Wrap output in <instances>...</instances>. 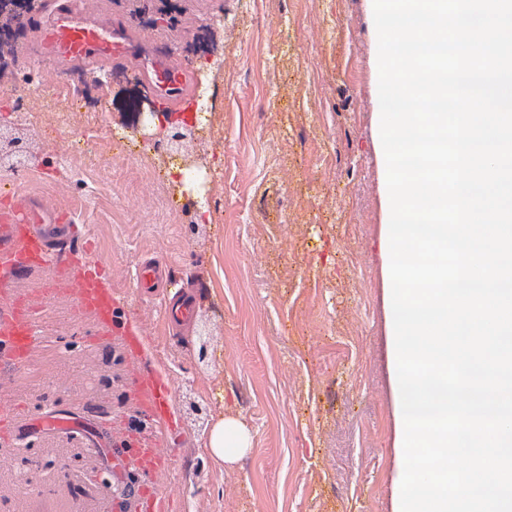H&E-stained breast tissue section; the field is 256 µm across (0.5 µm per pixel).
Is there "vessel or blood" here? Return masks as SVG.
I'll use <instances>...</instances> for the list:
<instances>
[{"mask_svg":"<svg viewBox=\"0 0 512 512\" xmlns=\"http://www.w3.org/2000/svg\"><path fill=\"white\" fill-rule=\"evenodd\" d=\"M37 15L36 36L13 44L11 53L19 59L48 61L45 77L74 71L94 77L105 68L120 70L133 74L163 111L184 112L192 106L197 84L194 65L182 55L154 49L151 34L133 25L111 0H39ZM80 237L78 226L64 222L50 201L11 204L0 213V283L36 266L53 267L65 280L74 267H82L83 286L76 296L81 306L93 311L103 324H118L134 346H144L147 333L138 317L117 320L123 300L113 294L108 279L95 265L78 262L74 245ZM164 273V263L153 261L139 269L137 283L143 288L161 287ZM40 307V299L29 296L0 306L1 369L12 373L27 369L42 342L36 321ZM129 377L148 398L143 419L150 437L123 444L122 459L127 472L153 490L147 512H168L174 492L159 483L172 453L167 386L162 374L145 376L135 365Z\"/></svg>","mask_w":512,"mask_h":512,"instance_id":"1","label":"vessel or blood"}]
</instances>
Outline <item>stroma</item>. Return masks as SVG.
Here are the masks:
<instances>
[{"mask_svg": "<svg viewBox=\"0 0 512 512\" xmlns=\"http://www.w3.org/2000/svg\"><path fill=\"white\" fill-rule=\"evenodd\" d=\"M136 0L150 32L189 57L210 92L212 123L183 151L156 148L137 123L148 105L132 76L100 75L120 141L98 135L81 159L54 126L48 95L0 99V179L29 200L42 186L84 227L89 256L149 333L132 356L122 336L76 302L47 299L45 342L5 402L28 423L81 416V431L44 430L0 448V512H127L145 487L117 447L140 408L127 381L165 369L178 418L165 483L170 512H391L396 469L379 230L380 111L371 0ZM336 20V39L321 37ZM196 176L180 179L185 154ZM333 157L330 165L320 156ZM165 183H150L152 168ZM163 260L194 301L169 327L136 272ZM231 417L251 446L212 458V427ZM106 447H90V435Z\"/></svg>", "mask_w": 512, "mask_h": 512, "instance_id": "1", "label": "stroma"}]
</instances>
